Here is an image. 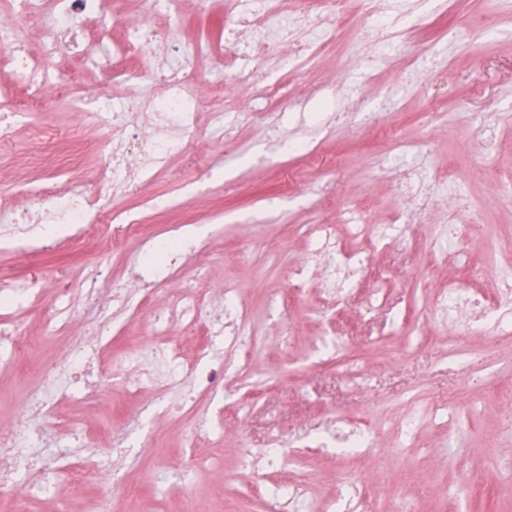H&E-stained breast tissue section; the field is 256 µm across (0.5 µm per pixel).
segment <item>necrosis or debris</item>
Masks as SVG:
<instances>
[{"mask_svg":"<svg viewBox=\"0 0 512 512\" xmlns=\"http://www.w3.org/2000/svg\"><path fill=\"white\" fill-rule=\"evenodd\" d=\"M418 3L387 0L385 11L370 10L373 31L362 37L368 54L381 56L392 50L393 36L413 23ZM350 4L351 0H309L306 8L290 16L287 26L273 28L269 21L277 14L280 0H233L223 39L202 38L191 49H182L179 43L164 39L170 17L162 14L151 31L138 32L132 40L113 41V58H148L155 90L109 107L105 89L123 76L122 71L112 69L101 77L102 92L82 101V123L105 131L98 145L103 162L93 179L104 184L106 195L91 192L75 171L50 184L22 190L9 206H0V250L35 254L48 243L61 244L107 227L116 237L137 231L138 214L113 209L112 198L166 174L173 161L188 150L203 99L221 92L215 85L199 91L194 60L221 58L225 73L241 79L245 76L241 68L244 58L277 54L281 45H288L287 55L277 54L278 78L253 77L260 96L285 99L286 77L316 66L323 49L336 38L337 21L349 16ZM6 6L11 19L0 24V51L9 54L16 82L30 90H39L52 77L60 87H67V74L60 66L61 46L78 45L86 54H93L101 34L111 29L112 0H6ZM33 25L42 29L44 50L31 60L22 51L25 34ZM392 155L396 159L390 167L392 177L399 194L411 203V211L395 212L386 223L377 224L369 207L349 205L343 211L342 225H306V261L291 277L290 297L305 295L308 273L313 270L319 274L321 297L328 307L340 306L367 279L372 285L363 304L366 314L382 307L387 293L374 257L384 241L398 235L412 216L429 213L437 194L459 193L454 182L439 181L427 145L399 140ZM31 296V289L0 284L1 370L15 367L29 344L19 336L11 311L29 303ZM141 307L134 291L118 280L112 283L111 296L83 293V315L67 327L72 335L70 344L41 369L26 404L9 427L0 429V512H23L26 499L15 495V488L49 493L58 482L62 460L76 461V468L70 471L76 481L98 471V461L83 449V435L50 433L37 428L35 422L60 400L85 399L100 373L117 380L125 395L150 391L155 404L167 411L195 412L194 396L223 391L225 355L244 350L247 343L250 308L241 292L228 286L208 298L199 289L179 284L166 306L150 311L146 343L124 352L116 361L102 363L99 351L110 339L113 322H132ZM435 309L449 327L467 332L489 334L512 328V291L502 289L495 298L485 299L466 271L440 289ZM176 326L203 330L196 357H186L181 344L171 341L170 332ZM128 456L127 441L114 439L107 458L114 477L90 502L87 512H111L113 494L136 495V488L119 476ZM296 456V449L278 440L244 451L242 470H272L279 475L275 489L265 499V512H360V488L355 480L341 486L330 503L309 499L304 480L292 468Z\"/></svg>","mask_w":512,"mask_h":512,"instance_id":"4bbe7bcc","label":"necrosis or debris"}]
</instances>
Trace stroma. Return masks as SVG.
<instances>
[{
    "label": "stroma",
    "mask_w": 512,
    "mask_h": 512,
    "mask_svg": "<svg viewBox=\"0 0 512 512\" xmlns=\"http://www.w3.org/2000/svg\"><path fill=\"white\" fill-rule=\"evenodd\" d=\"M127 7L113 35L124 23L150 25L156 11L170 12L169 35L183 46L218 36L224 26L227 0H115ZM426 22L408 31L401 53L376 67H367L349 29L340 31L318 67L288 80V98L313 104L318 92L348 74L362 83L358 97L343 107L344 121L329 127L313 155L289 154L286 145H271L258 120L265 104L247 84L224 77L215 59L195 60L201 84L223 82L224 96L206 101L203 112L231 104L239 114L232 143L217 146L203 132L193 137L192 151L178 158L156 183L113 199L117 210L139 212L143 229L156 235L175 224L190 227L198 252L184 258L185 275L205 268L199 286L218 293L223 285L240 288L254 304L250 326L252 373L267 386L261 404L239 426L226 428L223 442L189 441V432L216 424L230 394L203 400L192 415H163L152 395L130 400L116 381L100 378L90 405L57 404L40 422L61 434L79 430L95 437L100 455L111 451L112 431L123 426L132 444H146L144 454L130 457L123 469L126 483L139 486L145 501L166 500L169 512H224V499L242 492L262 512L264 485L251 476L225 485L236 472L241 451L272 437L302 446L317 418L366 416L374 445L357 467L366 512H512V334L470 336L442 324L432 306L438 288L469 263L474 284L485 294L499 286V269L487 260L512 253V12L485 18L482 0H425ZM110 37L89 56H65L69 79L79 94L98 91L101 72L111 67ZM430 45L429 57L418 53ZM0 95L17 109L38 106L34 122H21L8 142L0 144V204L15 193L54 176L50 166H36L33 153L43 151L33 127L49 135L61 159L78 158L84 175L101 160L92 143L102 128L81 124L75 99L48 93L31 102L18 90L11 67L0 62ZM384 97L399 107L384 113L380 123L364 114ZM498 105L497 142L483 153L470 135L481 121L485 99ZM430 139L436 166L448 170L469 196L475 213L459 221L470 236L463 252L431 261L428 246L441 243L445 211L451 198L439 199L427 219L409 225L378 258L389 287L387 310L365 317L364 291L335 314L310 284L299 300L288 297L289 264L306 259L302 232L313 222L336 224L342 205L369 202L375 218L410 205L395 190L386 171L389 133ZM334 182L336 203L312 194L313 185ZM279 196L271 207L267 197ZM140 246L137 236L113 242L111 235H93L61 248L29 255L0 251V278L38 291L37 306L13 309L18 333L44 337L45 342L22 359L18 368L0 371V421L9 420L22 399L35 365L56 356L63 337H49L45 310L59 320L76 315L73 303L57 305L65 290L112 289L110 268L126 264ZM406 312L408 333L387 336L390 311ZM333 325L343 353L365 352L361 376L352 379L345 365H321L313 348L323 326ZM448 395L444 420H427L413 447L400 434L409 409L421 407L438 393ZM348 466L327 448L311 451L307 474L310 494L334 495ZM101 478L62 480L59 496L31 498L30 512H56L66 504L79 512L94 498Z\"/></svg>",
    "instance_id": "stroma-1"
}]
</instances>
